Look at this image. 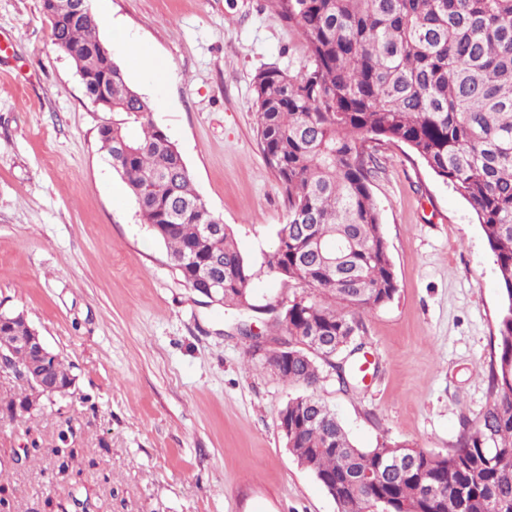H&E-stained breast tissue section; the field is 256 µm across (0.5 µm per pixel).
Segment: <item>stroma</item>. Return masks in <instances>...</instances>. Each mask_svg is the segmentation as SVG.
I'll return each instance as SVG.
<instances>
[{"label": "stroma", "instance_id": "1", "mask_svg": "<svg viewBox=\"0 0 512 512\" xmlns=\"http://www.w3.org/2000/svg\"><path fill=\"white\" fill-rule=\"evenodd\" d=\"M116 30L170 65L153 121L178 146L208 207L253 266L254 304L312 298L265 264L288 220L256 138L253 78L299 71L306 50L270 0H107ZM0 312L23 313L74 379L22 422L0 413V488L11 512H338L289 451L279 416L302 387L251 355L239 320L207 304L100 149L113 115L84 97L42 0H0ZM372 193L397 280L364 314L365 386L322 365L318 395L353 445L444 454L489 403L501 305L494 257L468 203L405 145L381 143ZM38 442L36 465L20 463ZM76 461L58 470L54 448Z\"/></svg>", "mask_w": 512, "mask_h": 512}]
</instances>
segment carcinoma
I'll list each match as a JSON object with an SVG mask.
<instances>
[{"mask_svg":"<svg viewBox=\"0 0 512 512\" xmlns=\"http://www.w3.org/2000/svg\"><path fill=\"white\" fill-rule=\"evenodd\" d=\"M304 43L297 73L264 67L254 76L256 136L266 165L288 199V221L265 255L269 273L318 295L283 307L271 329L288 337L266 362L309 390L288 402V448L313 473L339 512H512V0H271ZM54 44L71 49L88 73L84 96L98 110L112 89L117 121L99 128L100 149L120 175L140 223L165 244L171 266L191 290L224 281L218 305L252 310L251 263L197 193L177 146L151 119L152 105L104 59L89 0H56L44 10ZM406 145L472 209L492 252L503 291L491 402L456 447L433 454L387 440L352 444L336 414L316 395L327 364L358 336L360 317L393 300L397 283L371 191L377 145ZM23 314L0 324L26 336ZM343 387L358 385L356 365H335ZM53 381L70 383L58 357ZM32 394L5 403L14 421ZM402 464L375 484L357 476Z\"/></svg>","mask_w":512,"mask_h":512,"instance_id":"cac0c4a2","label":"carcinoma"}]
</instances>
